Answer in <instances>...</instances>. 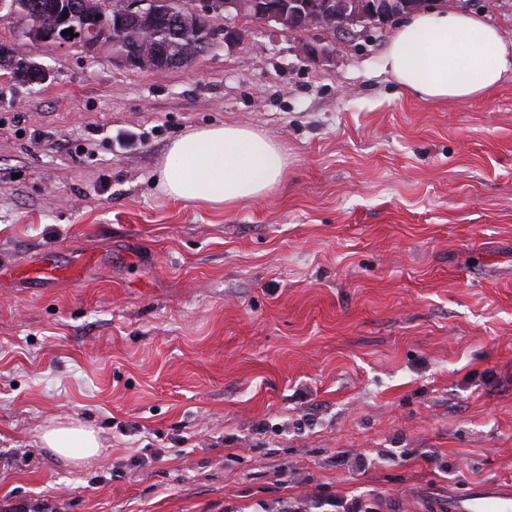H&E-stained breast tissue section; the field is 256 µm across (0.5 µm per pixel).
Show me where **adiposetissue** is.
Instances as JSON below:
<instances>
[{"mask_svg": "<svg viewBox=\"0 0 512 512\" xmlns=\"http://www.w3.org/2000/svg\"><path fill=\"white\" fill-rule=\"evenodd\" d=\"M382 68L422 100H468L493 89L512 71V43L478 16L421 10L398 26ZM287 165L279 144L251 127L204 126L172 143L160 181L175 199L232 208L274 190ZM41 442L71 464L100 450L95 431L75 424L48 426Z\"/></svg>", "mask_w": 512, "mask_h": 512, "instance_id": "ef3b65f1", "label": "adipose tissue"}]
</instances>
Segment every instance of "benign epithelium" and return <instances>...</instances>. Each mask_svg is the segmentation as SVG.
Returning <instances> with one entry per match:
<instances>
[{
	"mask_svg": "<svg viewBox=\"0 0 512 512\" xmlns=\"http://www.w3.org/2000/svg\"><path fill=\"white\" fill-rule=\"evenodd\" d=\"M89 5L88 0H71L69 8L57 12L53 22L26 29L24 39L0 40V64L11 69L29 64L30 47L52 43L73 12L104 18L107 7L101 5L93 12ZM397 5L399 0H351L336 10L329 0L318 9L308 0H218L211 9H199L190 0H112L113 20L89 26L74 48L99 51L111 46L115 65L146 72L165 71L182 61L172 55L170 46L154 40L155 27L162 23L180 31L192 27L203 43L209 40L213 16L239 17L249 9L257 22L293 37L297 55L308 59L336 52L334 41L308 39L311 31L326 29L346 36L353 34L358 25L383 26L398 16Z\"/></svg>",
	"mask_w": 512,
	"mask_h": 512,
	"instance_id": "obj_1",
	"label": "benign epithelium"
}]
</instances>
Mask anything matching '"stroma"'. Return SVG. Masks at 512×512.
<instances>
[{
    "mask_svg": "<svg viewBox=\"0 0 512 512\" xmlns=\"http://www.w3.org/2000/svg\"><path fill=\"white\" fill-rule=\"evenodd\" d=\"M444 3L512 40V0ZM228 24L179 69L54 43L47 82L0 70V512H448L512 483V73L427 102L382 70L394 24L313 59ZM224 123L282 145V184L166 195L173 141ZM53 422L100 452L61 460ZM44 448H48L62 460L77 464L96 455L100 443L94 430L81 425H51L41 435Z\"/></svg>",
    "mask_w": 512,
    "mask_h": 512,
    "instance_id": "obj_1",
    "label": "stroma"
}]
</instances>
